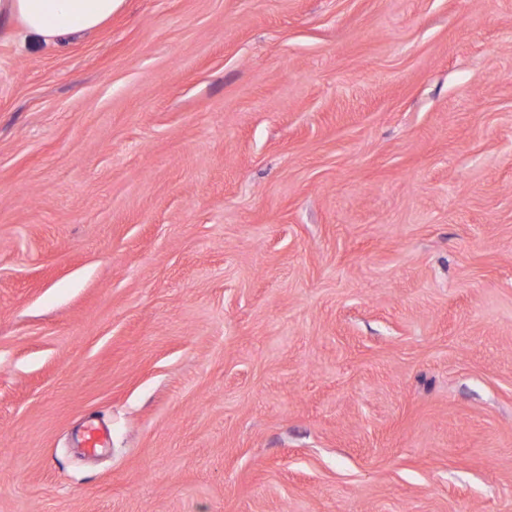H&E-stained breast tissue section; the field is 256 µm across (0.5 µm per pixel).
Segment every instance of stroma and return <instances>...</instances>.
<instances>
[{
  "instance_id": "1",
  "label": "stroma",
  "mask_w": 512,
  "mask_h": 512,
  "mask_svg": "<svg viewBox=\"0 0 512 512\" xmlns=\"http://www.w3.org/2000/svg\"><path fill=\"white\" fill-rule=\"evenodd\" d=\"M0 512H512V0L1 31Z\"/></svg>"
}]
</instances>
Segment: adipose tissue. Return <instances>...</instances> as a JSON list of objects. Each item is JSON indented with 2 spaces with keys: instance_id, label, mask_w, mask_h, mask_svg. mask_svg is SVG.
<instances>
[{
  "instance_id": "adipose-tissue-1",
  "label": "adipose tissue",
  "mask_w": 512,
  "mask_h": 512,
  "mask_svg": "<svg viewBox=\"0 0 512 512\" xmlns=\"http://www.w3.org/2000/svg\"><path fill=\"white\" fill-rule=\"evenodd\" d=\"M124 0H0V26L19 23L25 36L57 44L76 32L94 31L111 20Z\"/></svg>"
}]
</instances>
